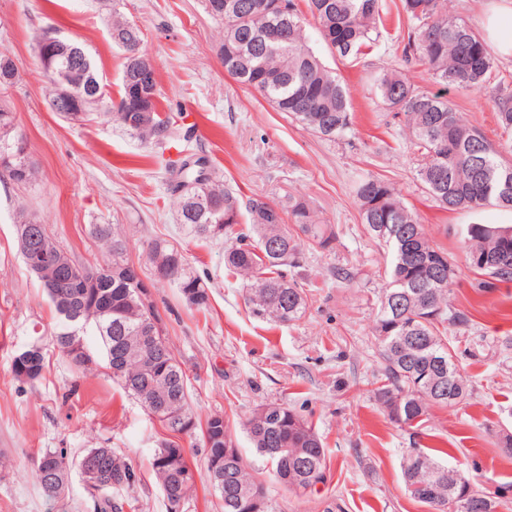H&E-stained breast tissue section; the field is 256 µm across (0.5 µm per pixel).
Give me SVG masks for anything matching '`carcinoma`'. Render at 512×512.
Masks as SVG:
<instances>
[{"label": "carcinoma", "mask_w": 512, "mask_h": 512, "mask_svg": "<svg viewBox=\"0 0 512 512\" xmlns=\"http://www.w3.org/2000/svg\"><path fill=\"white\" fill-rule=\"evenodd\" d=\"M236 5L229 12L226 2ZM274 0H205V9L224 25L220 55L224 71L238 83L256 91L277 111L317 136L334 141L344 137L353 124L347 91L332 71L305 42L299 0H284V10L261 7ZM319 25L328 50L342 58L358 56L379 37L382 0H304ZM408 21L402 61L427 67L441 90L432 93L415 86L399 70H387L379 78L383 103L404 116L421 163L418 176L438 207L473 212L491 206L512 207V162L475 125L465 121L448 100L449 90L482 88L495 69L485 39L465 21L448 12V0H403ZM270 29L282 31L284 40L265 45L261 36ZM86 91L100 98L99 105L112 110L113 118L130 134L143 137L127 123L125 103L133 95L122 70L119 100L108 102L97 78L96 65L88 59ZM504 133L512 134V92L501 88L493 100ZM181 115L154 113L156 132L147 139L159 147L166 143ZM19 147L0 142V181L31 184L39 167L29 160L23 177L15 175L20 164ZM179 173V224L188 235L210 240L231 239L224 251V265L247 281L246 298L254 316L288 324L299 320L308 307L309 283L291 274L301 267L302 245L330 251L336 232L330 224L314 221L305 202L292 196L279 203L248 197L233 191L211 169L208 159L197 157L168 165ZM361 223L387 251V286L377 296L375 331L381 343V373L375 397L388 419L404 430L419 434L434 408H452L467 396L466 385L448 347V327H465L470 317L454 307L449 287L455 268L447 263L438 269L435 259L448 252L427 237L418 216L401 200L388 182L366 175L355 183ZM247 213L249 223L237 228ZM292 224H287L286 220ZM89 234L107 253L103 262L75 263L81 280L62 282L44 289L57 317L54 332L59 353L80 371L92 369L75 361L73 350L62 336H99L106 369L129 395L141 402L148 415L167 430L193 436L201 434L205 448L206 482L223 502L224 512H239L233 503L252 487L267 492L264 480L253 474L242 453L211 467L219 449L234 440L224 418L211 414L200 421L191 406L188 377L174 356L167 338L159 346L143 342L149 335L150 311L140 298L142 280L129 274L124 237L110 224H92ZM466 258L487 260V266L470 265L482 276L479 287L491 289L512 282V225L468 224L459 232ZM149 260L155 276L180 288L186 302L204 309L209 286L187 272L185 255L166 240L149 243ZM44 356L20 371L15 378L27 383L37 379ZM154 365V371L146 370ZM244 429L256 451L268 459L276 481L285 491L315 488L325 482L326 452L323 441L307 417L286 403L259 405L245 420ZM175 442L154 449L152 469L166 512H172L171 495L181 491L189 500L197 483H185V468H171L165 458ZM99 454L106 477L96 487L101 507L94 512H137V499L124 495L137 477L116 449L107 445L89 448L71 458L63 449L47 450L38 460L52 458L59 476L66 480L83 456ZM405 485H425L438 500L448 501V467L436 457L412 449L403 459Z\"/></svg>", "instance_id": "1"}]
</instances>
